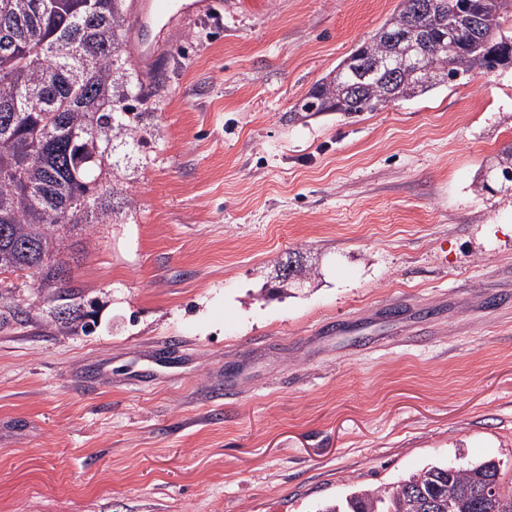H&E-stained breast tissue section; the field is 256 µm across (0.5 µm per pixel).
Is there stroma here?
Masks as SVG:
<instances>
[{
    "label": "stroma",
    "instance_id": "1",
    "mask_svg": "<svg viewBox=\"0 0 512 512\" xmlns=\"http://www.w3.org/2000/svg\"><path fill=\"white\" fill-rule=\"evenodd\" d=\"M400 0L153 21L171 93L137 211L0 275V512H315L436 462L512 471V68L374 112L290 111ZM315 279L272 294L277 260ZM398 317H389L391 309Z\"/></svg>",
    "mask_w": 512,
    "mask_h": 512
}]
</instances>
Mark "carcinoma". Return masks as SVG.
<instances>
[{"instance_id": "1", "label": "carcinoma", "mask_w": 512, "mask_h": 512, "mask_svg": "<svg viewBox=\"0 0 512 512\" xmlns=\"http://www.w3.org/2000/svg\"><path fill=\"white\" fill-rule=\"evenodd\" d=\"M427 35H448L451 22L486 19L480 37L444 43L427 74L373 69L376 61L414 57L418 40L391 41L410 23L402 9L356 47L294 107L295 112H374L411 100L474 71L512 67V31L501 13L512 0H424ZM132 0H0V274L27 273L38 287L69 293L59 255L81 224H118L136 209L113 160L114 142L141 145L154 113L137 104L162 102L169 85L126 68ZM317 512H512V476L500 462L424 466L388 484L365 486Z\"/></svg>"}]
</instances>
